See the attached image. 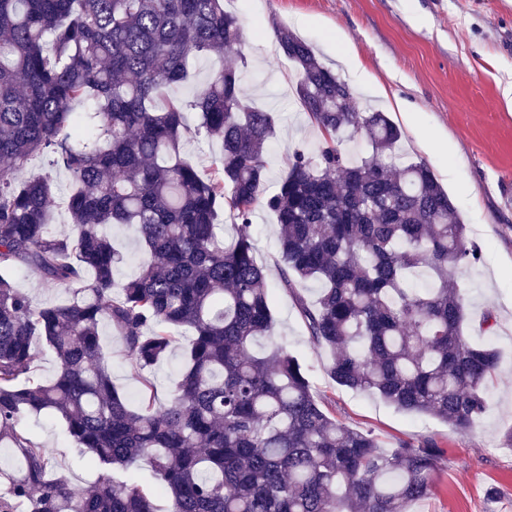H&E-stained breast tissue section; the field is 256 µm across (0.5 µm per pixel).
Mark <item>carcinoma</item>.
I'll return each mask as SVG.
<instances>
[{
	"mask_svg": "<svg viewBox=\"0 0 512 512\" xmlns=\"http://www.w3.org/2000/svg\"><path fill=\"white\" fill-rule=\"evenodd\" d=\"M277 41L323 141L295 149L269 193L274 117L244 100L239 67L158 105L202 58L247 65L224 0H0V448L15 457L0 467V512H160V498L165 512H411L433 492L434 440L382 449L337 420L272 340L273 288L251 234L260 202L277 221L279 287L332 352L333 382L456 430L483 414L499 353L464 335L455 271L479 259L466 225L430 168L402 160L386 113L356 111L349 84L287 27ZM346 130L367 143L356 160ZM192 135L222 139L218 165L187 157ZM41 154L70 176L69 233L52 231L51 178L18 177ZM105 224L134 228L145 254L120 285L125 255ZM19 269L67 297L33 304L13 284ZM304 281L319 284L311 303ZM104 322L140 371L189 332L166 403L144 393L134 409L119 393ZM40 344L55 356L48 380L32 367ZM42 414L101 473L89 492L19 428ZM142 463L151 484L132 474Z\"/></svg>",
	"mask_w": 512,
	"mask_h": 512,
	"instance_id": "obj_1",
	"label": "carcinoma"
}]
</instances>
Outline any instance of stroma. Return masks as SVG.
Returning <instances> with one entry per match:
<instances>
[{
    "label": "stroma",
    "mask_w": 512,
    "mask_h": 512,
    "mask_svg": "<svg viewBox=\"0 0 512 512\" xmlns=\"http://www.w3.org/2000/svg\"><path fill=\"white\" fill-rule=\"evenodd\" d=\"M242 22L247 66L242 90L256 107L274 113L267 189H275L294 149H315L320 131L301 109L291 63L279 57L277 25L312 45L319 59L354 91L355 109L386 112L401 128L406 160L424 161L447 191L468 237L483 249L481 262L455 277L467 303L466 333L478 338L486 311L497 317L501 358L489 386V405L477 427L457 431L426 415L406 414L367 393L335 385L327 350L315 347L297 304L279 289L276 222L264 207L252 217L258 260L277 289L274 330L309 370L313 389L346 425L372 431L383 448L433 438L442 454L435 488L412 512H512V0H225ZM26 174L50 173L56 231L69 228L64 199L70 179L33 157ZM114 385L137 395L143 379L165 401L179 378L181 351L148 373L127 357L118 332L103 327ZM20 427L53 451L58 470L81 491L99 473L86 465L48 416L24 418Z\"/></svg>",
    "instance_id": "stroma-1"
}]
</instances>
